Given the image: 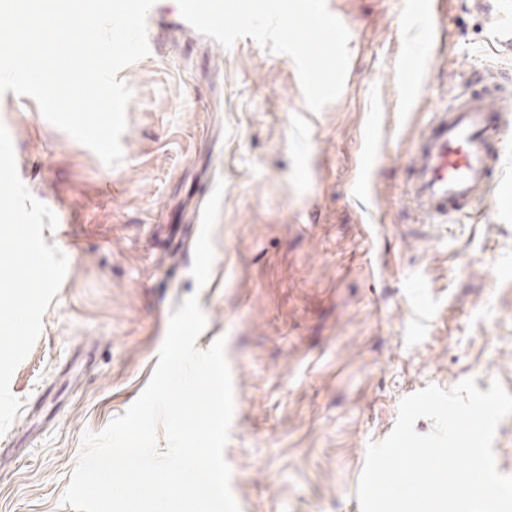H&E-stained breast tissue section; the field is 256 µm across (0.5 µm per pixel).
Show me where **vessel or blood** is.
<instances>
[{
	"label": "vessel or blood",
	"instance_id": "vessel-or-blood-1",
	"mask_svg": "<svg viewBox=\"0 0 512 512\" xmlns=\"http://www.w3.org/2000/svg\"><path fill=\"white\" fill-rule=\"evenodd\" d=\"M478 7L487 11L496 43L511 50L512 0H480ZM223 11L222 0L181 2L184 19L219 38L224 31L213 20ZM405 17L422 20L424 40L432 42L440 24L434 0H408ZM510 98L512 86L503 84L485 94H461L435 112L408 151L406 195L416 213L434 221L458 219L488 201L512 154V116L500 106Z\"/></svg>",
	"mask_w": 512,
	"mask_h": 512
}]
</instances>
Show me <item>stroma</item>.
Segmentation results:
<instances>
[{"label":"stroma","instance_id":"35a3bbf8","mask_svg":"<svg viewBox=\"0 0 512 512\" xmlns=\"http://www.w3.org/2000/svg\"><path fill=\"white\" fill-rule=\"evenodd\" d=\"M222 42L156 0V48L119 73L134 98L109 166L0 95V123L34 198L65 205L80 251L15 370L22 406L0 436V512H73L62 502L84 451L139 397L170 316L198 295L207 349L226 340L234 415L225 448L241 512H360L367 448L401 400L472 377L512 393V155L494 207L435 224L405 195L406 154L434 112L512 78L473 0L443 21L420 92L405 96L421 33L402 0H223ZM330 15L346 41L298 60L262 21ZM373 146L383 156L367 163ZM366 177V198L353 200ZM225 191L209 281L191 268L196 217ZM381 227L378 240L363 227ZM387 264L369 278L367 260Z\"/></svg>","mask_w":512,"mask_h":512}]
</instances>
